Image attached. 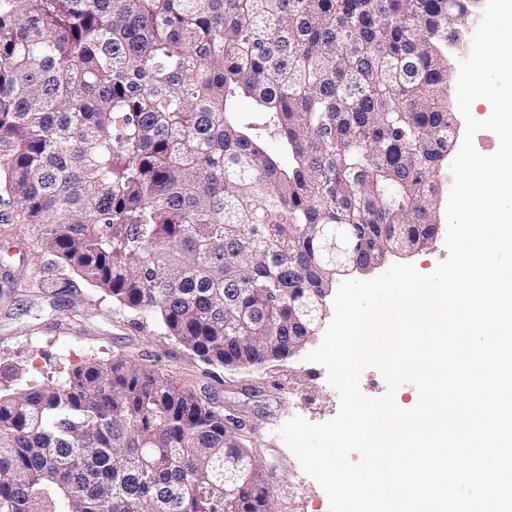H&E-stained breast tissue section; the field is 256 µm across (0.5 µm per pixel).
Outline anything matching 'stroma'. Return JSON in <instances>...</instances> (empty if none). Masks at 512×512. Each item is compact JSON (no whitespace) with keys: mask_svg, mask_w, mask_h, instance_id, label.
<instances>
[{"mask_svg":"<svg viewBox=\"0 0 512 512\" xmlns=\"http://www.w3.org/2000/svg\"><path fill=\"white\" fill-rule=\"evenodd\" d=\"M447 256L440 235L424 247L388 254L377 272L402 262L423 273ZM55 275L35 225L0 218V362L21 365L29 381L43 383L63 380L76 366L119 352L186 387H212L217 399L245 420L252 450L271 473L277 512H329L325 492L279 435L293 416L323 423L339 412V395L325 367L305 359L317 341L234 382L224 368L203 364L153 321L139 320L84 283L39 287V279Z\"/></svg>","mask_w":512,"mask_h":512,"instance_id":"1","label":"stroma"}]
</instances>
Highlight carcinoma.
<instances>
[{
    "label": "carcinoma",
    "mask_w": 512,
    "mask_h": 512,
    "mask_svg": "<svg viewBox=\"0 0 512 512\" xmlns=\"http://www.w3.org/2000/svg\"><path fill=\"white\" fill-rule=\"evenodd\" d=\"M474 5L0 0V202L204 363L282 360L345 273L336 231L376 257L438 235L448 50ZM22 378L0 364V512H275L211 393L124 353Z\"/></svg>",
    "instance_id": "carcinoma-1"
}]
</instances>
